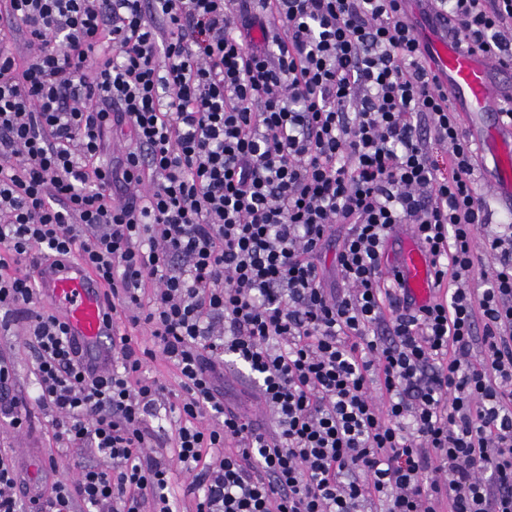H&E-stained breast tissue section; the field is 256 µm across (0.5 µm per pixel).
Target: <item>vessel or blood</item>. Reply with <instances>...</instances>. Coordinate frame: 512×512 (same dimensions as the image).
<instances>
[{
    "label": "vessel or blood",
    "instance_id": "b4317fda",
    "mask_svg": "<svg viewBox=\"0 0 512 512\" xmlns=\"http://www.w3.org/2000/svg\"><path fill=\"white\" fill-rule=\"evenodd\" d=\"M433 54L439 79L450 82L459 90L468 100L471 111L495 115L501 87L493 80V66L486 58L458 48L447 37L435 43ZM475 142L482 151L490 144L499 145V152L493 156L494 190L512 197V125L495 115L486 134L476 137ZM395 267L410 295L418 303H426L432 296L435 280L426 254L415 244H406ZM40 277L43 297L51 300L70 335L92 349L103 348L111 341L112 324L105 316L106 303L101 285L81 262L72 260L60 265H42Z\"/></svg>",
    "mask_w": 512,
    "mask_h": 512
}]
</instances>
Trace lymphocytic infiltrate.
Returning a JSON list of instances; mask_svg holds the SVG:
<instances>
[{"instance_id": "lymphocytic-infiltrate-1", "label": "lymphocytic infiltrate", "mask_w": 512, "mask_h": 512, "mask_svg": "<svg viewBox=\"0 0 512 512\" xmlns=\"http://www.w3.org/2000/svg\"><path fill=\"white\" fill-rule=\"evenodd\" d=\"M238 2L0 0V332L89 459L34 496L0 451V512H512V224L488 227L409 0ZM423 2L512 67V0ZM402 230L429 304L386 265ZM68 260L106 287V363L38 307ZM228 354L276 432L226 406ZM28 417L0 355V418Z\"/></svg>"}]
</instances>
